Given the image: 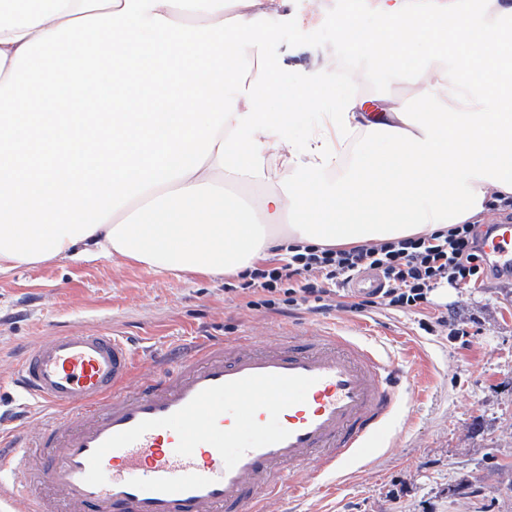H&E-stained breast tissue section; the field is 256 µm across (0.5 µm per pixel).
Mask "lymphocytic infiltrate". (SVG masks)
<instances>
[{
	"mask_svg": "<svg viewBox=\"0 0 512 512\" xmlns=\"http://www.w3.org/2000/svg\"><path fill=\"white\" fill-rule=\"evenodd\" d=\"M485 232L474 224H454L448 231L351 247L295 245L288 260L269 258L246 270L238 288L253 309L335 302L337 308L362 311H410L426 332L446 331L463 341L468 330L433 308L429 295L442 280L482 286L488 276ZM364 271L382 275L383 288L355 300L347 284Z\"/></svg>",
	"mask_w": 512,
	"mask_h": 512,
	"instance_id": "lymphocytic-infiltrate-1",
	"label": "lymphocytic infiltrate"
}]
</instances>
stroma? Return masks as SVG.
<instances>
[{
  "label": "stroma",
  "mask_w": 512,
  "mask_h": 512,
  "mask_svg": "<svg viewBox=\"0 0 512 512\" xmlns=\"http://www.w3.org/2000/svg\"><path fill=\"white\" fill-rule=\"evenodd\" d=\"M349 0H292V19L275 26L268 53L281 65L283 92L334 73L348 43L338 23ZM373 98L413 97L411 78L389 80L359 60ZM239 276L214 278L119 265L108 258L54 260L0 275V436L38 427L42 408L21 406L12 384L21 353L54 328H106L129 338L144 360H163L203 336L271 340L298 324L309 334L361 320L372 340L412 364L424 388L404 397L367 457L326 483L304 484L300 500L271 498L263 512H512V278L479 288L442 285L435 304L468 324L470 348L421 330L417 315L298 306L251 310L233 289Z\"/></svg>",
  "instance_id": "obj_1"
}]
</instances>
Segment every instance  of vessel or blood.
Instances as JSON below:
<instances>
[{
	"label": "vessel or blood",
	"instance_id": "b4317fda",
	"mask_svg": "<svg viewBox=\"0 0 512 512\" xmlns=\"http://www.w3.org/2000/svg\"><path fill=\"white\" fill-rule=\"evenodd\" d=\"M486 251L512 266V220ZM110 330H67L17 366L22 400L48 410L0 452V508L24 512H262L296 469L359 457L418 392L413 371L352 328L271 342L211 336L158 375Z\"/></svg>",
	"mask_w": 512,
	"mask_h": 512
}]
</instances>
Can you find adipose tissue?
<instances>
[{
    "mask_svg": "<svg viewBox=\"0 0 512 512\" xmlns=\"http://www.w3.org/2000/svg\"><path fill=\"white\" fill-rule=\"evenodd\" d=\"M288 0H0V275L108 257L217 276L512 198V6L351 0L360 57L409 69L381 111L345 86L301 147L262 49ZM369 13L380 35L357 30ZM265 187L258 203L239 194Z\"/></svg>",
    "mask_w": 512,
    "mask_h": 512,
    "instance_id": "obj_1",
    "label": "adipose tissue"
}]
</instances>
